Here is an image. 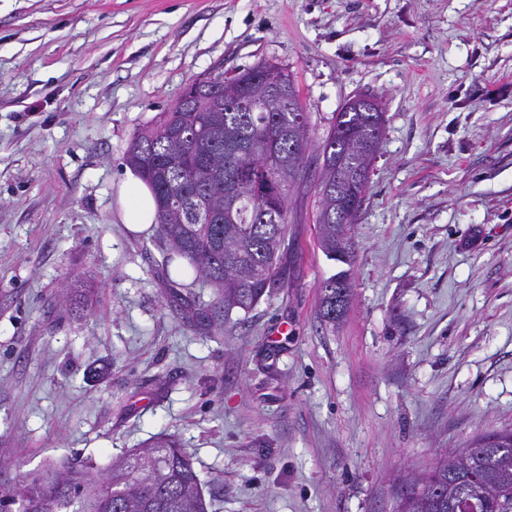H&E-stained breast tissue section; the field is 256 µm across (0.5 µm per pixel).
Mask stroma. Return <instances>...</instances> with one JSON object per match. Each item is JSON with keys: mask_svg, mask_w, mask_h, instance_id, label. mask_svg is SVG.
<instances>
[{"mask_svg": "<svg viewBox=\"0 0 512 512\" xmlns=\"http://www.w3.org/2000/svg\"><path fill=\"white\" fill-rule=\"evenodd\" d=\"M262 61L309 109L286 283L209 326L213 288L115 192L189 84ZM357 94L386 125L330 327L318 147ZM505 428L512 0H0L1 462L98 477L166 434L208 512H397L444 450ZM336 283L341 287L336 288ZM320 288L319 318L325 324L336 325V321L345 314L351 299L352 284L347 271L326 278Z\"/></svg>", "mask_w": 512, "mask_h": 512, "instance_id": "1", "label": "stroma"}]
</instances>
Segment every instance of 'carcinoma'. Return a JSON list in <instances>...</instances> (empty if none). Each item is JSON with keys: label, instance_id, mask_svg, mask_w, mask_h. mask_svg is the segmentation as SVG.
I'll return each instance as SVG.
<instances>
[{"label": "carcinoma", "instance_id": "1", "mask_svg": "<svg viewBox=\"0 0 512 512\" xmlns=\"http://www.w3.org/2000/svg\"><path fill=\"white\" fill-rule=\"evenodd\" d=\"M259 76L288 83L292 99L254 103ZM379 113L349 101L319 147L316 240L331 260L351 264L353 220L369 191L364 144ZM308 113L286 68L269 61L188 85L172 109L130 141L126 164L153 191L160 242L186 259L218 292L199 313L220 324L253 309L285 284L279 253L288 223L290 182L305 166ZM319 318L336 324L351 299L349 275L322 281ZM512 512V429L450 448L416 478L398 512ZM0 512H207L202 482L178 440L161 435L147 448L112 463L101 479L71 466L32 479L8 475L0 464Z\"/></svg>", "mask_w": 512, "mask_h": 512}]
</instances>
